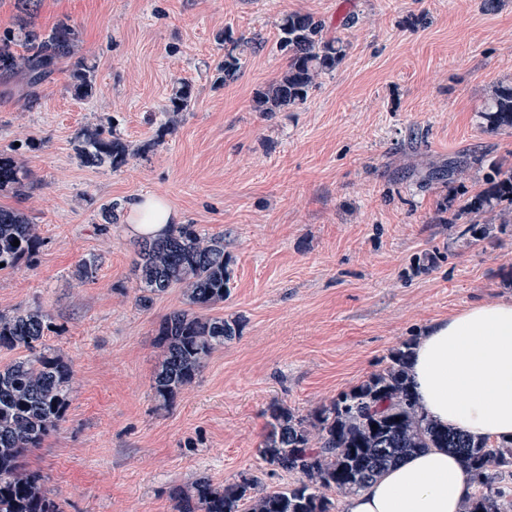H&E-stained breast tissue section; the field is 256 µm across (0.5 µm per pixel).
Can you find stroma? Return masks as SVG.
<instances>
[{
	"mask_svg": "<svg viewBox=\"0 0 512 512\" xmlns=\"http://www.w3.org/2000/svg\"><path fill=\"white\" fill-rule=\"evenodd\" d=\"M320 19L348 48L304 102L254 104L286 69L278 24ZM66 21L95 92L70 91L62 65L26 104L0 82V153L31 172L0 205L36 224L38 252L0 272V313L41 310L47 348L73 371L64 422L26 458L64 512H174L172 488L257 475L292 482L259 457L271 403L308 412L384 366L433 320L512 298V202L463 213L485 171L427 181L478 154L512 162V133L481 112L512 81V0H42L38 27ZM254 38L216 85L224 37ZM188 110L172 114L178 80ZM117 129L142 152L120 170L80 164L83 128ZM165 195L184 224L223 234L230 292L211 308L239 321L168 408L152 384L156 330L186 308L172 287L141 307L126 219L99 207ZM493 225L490 237L473 223ZM96 256L97 276L74 275Z\"/></svg>",
	"mask_w": 512,
	"mask_h": 512,
	"instance_id": "35a3bbf8",
	"label": "stroma"
}]
</instances>
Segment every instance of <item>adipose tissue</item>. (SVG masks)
Returning a JSON list of instances; mask_svg holds the SVG:
<instances>
[{
	"instance_id": "obj_1",
	"label": "adipose tissue",
	"mask_w": 512,
	"mask_h": 512,
	"mask_svg": "<svg viewBox=\"0 0 512 512\" xmlns=\"http://www.w3.org/2000/svg\"><path fill=\"white\" fill-rule=\"evenodd\" d=\"M165 196L127 204L136 236L177 223ZM413 390L427 417L473 438H512V298L433 322L414 346ZM474 488L457 454L429 448L346 497L343 512H462Z\"/></svg>"
}]
</instances>
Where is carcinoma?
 <instances>
[{"mask_svg": "<svg viewBox=\"0 0 512 512\" xmlns=\"http://www.w3.org/2000/svg\"><path fill=\"white\" fill-rule=\"evenodd\" d=\"M18 30L0 34V79L18 80L28 103L36 89L76 55L79 34L61 21L48 31L36 26L41 0H15ZM279 49L288 54V66L265 90L257 93L262 112H281L306 99L318 79L333 71L343 59L346 44L329 37L323 23L308 13L284 16L279 25ZM224 62L217 72L232 80L241 56L253 39L228 37ZM92 66L79 58L72 71L75 96L92 95ZM193 97V86L181 80L172 99L181 112ZM489 127L512 131V83L497 89L491 105L482 112ZM140 148L117 131L85 130L76 154L86 167L116 171L136 158ZM474 163L487 169L488 187L471 197L463 211L481 214L493 202L512 199V166L481 155ZM30 185L28 170L12 156L0 154V191L24 192ZM122 204L101 208V230L117 224ZM19 246H13L14 240ZM40 245L36 225L14 208L0 206V263L15 270ZM135 271L138 302L147 308L155 297L179 285L190 305L204 310L224 301L229 291V257L224 234L199 231L194 224H170L160 236L139 237ZM95 257L81 260L75 276L95 278ZM47 315L40 310L0 313V350L25 349L28 355L0 369V512H62L41 485V476L24 462L26 452L41 446L64 420L69 406L73 371L68 362L46 349ZM240 333V323L222 317L173 311L159 324L157 340L164 349L153 380L154 397L161 408L171 405L192 385L207 358L224 342ZM414 342L393 348L383 368L361 383L341 391L329 403L305 414L280 403L266 411L262 461L272 470L297 475L295 481L275 490L260 487L257 479L242 473L237 480L216 485L201 475L173 492L176 512H335L327 492L347 497L378 478L404 456L425 448H450L462 457L474 485V496L464 512H512V439L475 440L433 423L411 391L408 363Z\"/></svg>", "mask_w": 512, "mask_h": 512, "instance_id": "1", "label": "carcinoma"}]
</instances>
